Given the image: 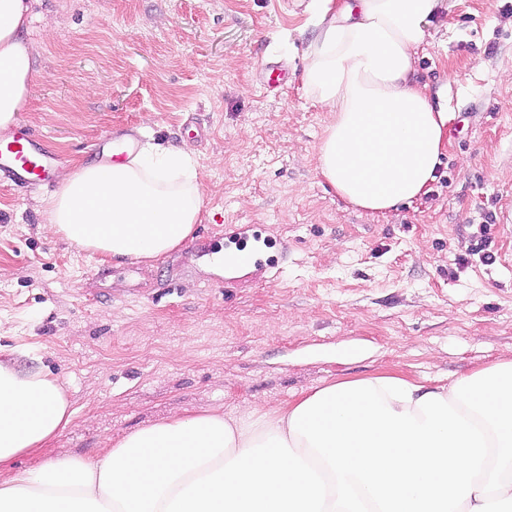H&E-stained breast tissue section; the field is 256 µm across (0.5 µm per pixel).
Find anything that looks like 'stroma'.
Segmentation results:
<instances>
[{
  "mask_svg": "<svg viewBox=\"0 0 512 512\" xmlns=\"http://www.w3.org/2000/svg\"><path fill=\"white\" fill-rule=\"evenodd\" d=\"M309 0H30L19 119L85 164L112 129L190 144L200 222L143 262L49 233V189L0 184V360L74 411L34 456L101 458L172 415L271 411L386 372L427 388L512 354V0H449L415 83L450 114L428 192L386 213L319 174L329 115L305 81ZM287 72L272 89L259 77ZM254 251L227 272L216 258Z\"/></svg>",
  "mask_w": 512,
  "mask_h": 512,
  "instance_id": "obj_1",
  "label": "stroma"
}]
</instances>
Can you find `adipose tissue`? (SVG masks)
<instances>
[{"label":"adipose tissue","instance_id":"obj_1","mask_svg":"<svg viewBox=\"0 0 512 512\" xmlns=\"http://www.w3.org/2000/svg\"><path fill=\"white\" fill-rule=\"evenodd\" d=\"M444 0H312L322 21L306 84L331 120L317 169L338 194L385 213L423 196L450 115L413 84ZM28 0H0V129L32 81ZM190 148L61 169L50 230L114 257L178 247L201 200ZM59 381L0 360V468L70 424ZM512 503V360L423 390L377 374L331 383L252 418L174 415L96 461L64 458L0 483V512H499Z\"/></svg>","mask_w":512,"mask_h":512}]
</instances>
